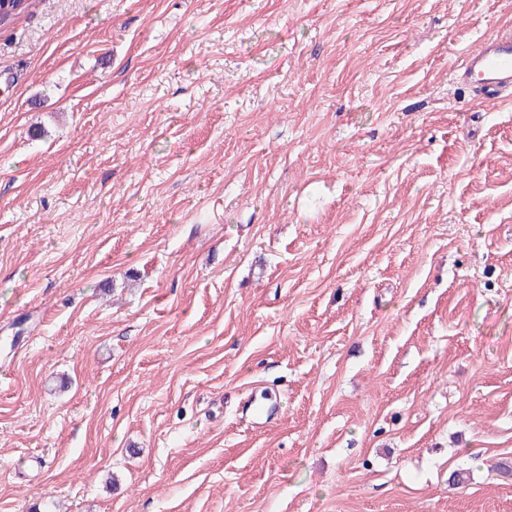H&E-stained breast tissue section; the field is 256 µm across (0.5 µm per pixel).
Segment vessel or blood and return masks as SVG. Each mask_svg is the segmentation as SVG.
<instances>
[{
  "mask_svg": "<svg viewBox=\"0 0 512 512\" xmlns=\"http://www.w3.org/2000/svg\"><path fill=\"white\" fill-rule=\"evenodd\" d=\"M459 85L477 92L482 101L495 104L512 96V33L486 36L477 51L465 55L455 72Z\"/></svg>",
  "mask_w": 512,
  "mask_h": 512,
  "instance_id": "b4317fda",
  "label": "vessel or blood"
}]
</instances>
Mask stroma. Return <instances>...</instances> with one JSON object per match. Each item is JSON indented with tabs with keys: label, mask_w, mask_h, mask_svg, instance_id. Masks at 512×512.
Instances as JSON below:
<instances>
[{
	"label": "stroma",
	"mask_w": 512,
	"mask_h": 512,
	"mask_svg": "<svg viewBox=\"0 0 512 512\" xmlns=\"http://www.w3.org/2000/svg\"><path fill=\"white\" fill-rule=\"evenodd\" d=\"M508 30L512 0L1 27L0 512H512V99L453 79Z\"/></svg>",
	"instance_id": "stroma-1"
}]
</instances>
